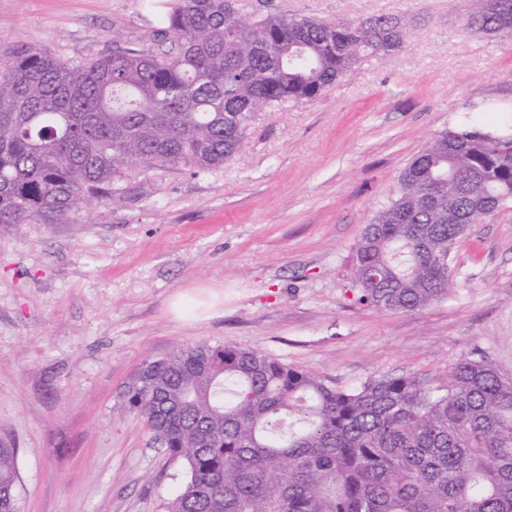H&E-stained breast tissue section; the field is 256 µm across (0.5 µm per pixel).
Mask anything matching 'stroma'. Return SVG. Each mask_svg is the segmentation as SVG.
Here are the masks:
<instances>
[{"mask_svg":"<svg viewBox=\"0 0 512 512\" xmlns=\"http://www.w3.org/2000/svg\"><path fill=\"white\" fill-rule=\"evenodd\" d=\"M174 0H0V47L77 62L159 53ZM241 17L408 13V47L303 104L258 113L238 161L133 173L125 202L0 226V443L19 512H164L182 480L121 395L148 359L206 340L264 351L335 387L443 381L485 357L512 378V206L470 225L446 298L361 305L353 247L404 169L466 122L512 125V32L463 30L464 0H235Z\"/></svg>","mask_w":512,"mask_h":512,"instance_id":"obj_1","label":"stroma"}]
</instances>
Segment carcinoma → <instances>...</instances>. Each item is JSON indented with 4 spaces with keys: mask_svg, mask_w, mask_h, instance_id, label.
<instances>
[{
    "mask_svg": "<svg viewBox=\"0 0 512 512\" xmlns=\"http://www.w3.org/2000/svg\"><path fill=\"white\" fill-rule=\"evenodd\" d=\"M471 33L512 31V0H466ZM413 18H241L177 0L171 49L70 64L0 49V225L50 223L132 172L236 160L256 114L304 103L353 65L391 57ZM512 202V133L464 125L430 141L353 248L359 301L406 312L447 297L448 254ZM126 408L185 470L165 512H512V378L468 358L445 382L378 376L336 388L257 349L197 342L145 361ZM0 512H18L17 449L0 445Z\"/></svg>",
    "mask_w": 512,
    "mask_h": 512,
    "instance_id": "1",
    "label": "carcinoma"
}]
</instances>
